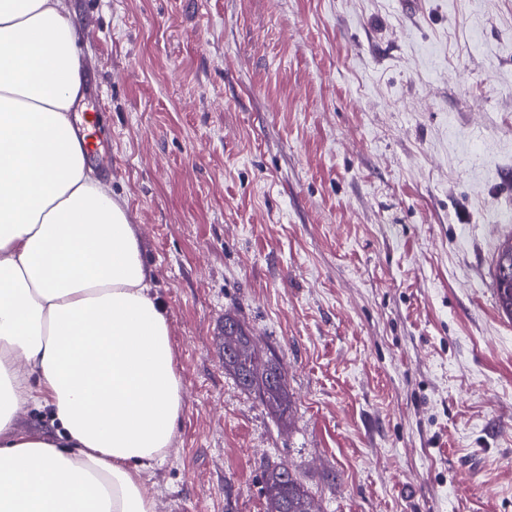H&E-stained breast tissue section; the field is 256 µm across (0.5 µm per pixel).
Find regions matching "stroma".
<instances>
[{"mask_svg":"<svg viewBox=\"0 0 512 512\" xmlns=\"http://www.w3.org/2000/svg\"><path fill=\"white\" fill-rule=\"evenodd\" d=\"M72 4L183 389L156 512H266L277 465L319 512H512V0ZM496 298L501 310L512 317V234L499 245L494 265ZM230 321H236L242 327L236 315L228 313L224 315V324H216L214 328V334L218 336L219 353L221 355L224 352L223 336L224 343L226 341L225 336H228L224 331V327ZM236 336V342L241 345V351L230 359H224V369L231 372L241 386L247 389H254L261 402L274 413L283 415L289 409L288 391L284 378L280 375L279 379L274 377V382H269V377L275 376L276 371L279 369V359L275 354H271L265 361H262L254 349L250 347L251 336L243 327ZM259 374L266 375V382L263 385H260L259 382L249 384V380L254 379Z\"/></svg>","mask_w":512,"mask_h":512,"instance_id":"stroma-1","label":"stroma"}]
</instances>
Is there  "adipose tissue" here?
<instances>
[{
	"label": "adipose tissue",
	"mask_w": 512,
	"mask_h": 512,
	"mask_svg": "<svg viewBox=\"0 0 512 512\" xmlns=\"http://www.w3.org/2000/svg\"><path fill=\"white\" fill-rule=\"evenodd\" d=\"M71 0H0V512H155L182 412L165 309L86 163ZM50 407L55 436L17 417Z\"/></svg>",
	"instance_id": "obj_1"
}]
</instances>
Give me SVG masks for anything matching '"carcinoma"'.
Returning <instances> with one entry per match:
<instances>
[{
  "label": "carcinoma",
  "instance_id": "obj_1",
  "mask_svg": "<svg viewBox=\"0 0 512 512\" xmlns=\"http://www.w3.org/2000/svg\"><path fill=\"white\" fill-rule=\"evenodd\" d=\"M494 277L498 305L512 317V234L497 249ZM236 342L241 345V351L224 361V369L231 372L241 386L255 390L261 402L274 413L282 415L287 412L289 400L284 378L261 385L251 383V379L260 374L268 377L276 374L279 359L274 354L261 359L250 347L251 336L244 330L237 334ZM264 494L267 512H315L310 493L285 467L265 471Z\"/></svg>",
  "mask_w": 512,
  "mask_h": 512
}]
</instances>
